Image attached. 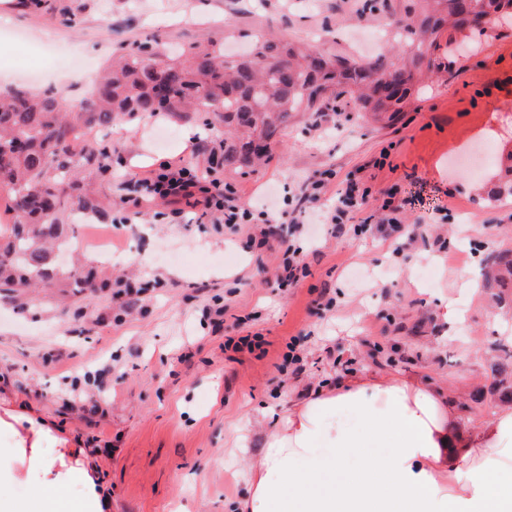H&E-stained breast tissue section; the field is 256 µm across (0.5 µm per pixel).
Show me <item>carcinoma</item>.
Returning <instances> with one entry per match:
<instances>
[{
    "label": "carcinoma",
    "instance_id": "carcinoma-1",
    "mask_svg": "<svg viewBox=\"0 0 512 512\" xmlns=\"http://www.w3.org/2000/svg\"><path fill=\"white\" fill-rule=\"evenodd\" d=\"M387 35L400 51L362 61L300 50L257 34L248 53L224 55V44L195 45L170 56L160 43L151 56L142 46L125 51L96 91L78 103L53 87L0 92V185L8 187L0 224V289L111 287L54 257L74 231L76 213L103 221L109 212L81 192L78 173L112 178V147L95 142L77 153L74 134L99 133L121 118L192 112L208 120L224 113V169L241 171L258 160L292 112H323L347 93L374 113L403 111L419 80L431 71L443 28L464 29L476 15L498 22L512 17V0H375Z\"/></svg>",
    "mask_w": 512,
    "mask_h": 512
}]
</instances>
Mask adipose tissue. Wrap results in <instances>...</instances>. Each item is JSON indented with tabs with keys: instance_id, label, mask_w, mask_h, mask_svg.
I'll return each instance as SVG.
<instances>
[{
	"instance_id": "ef3b65f1",
	"label": "adipose tissue",
	"mask_w": 512,
	"mask_h": 512,
	"mask_svg": "<svg viewBox=\"0 0 512 512\" xmlns=\"http://www.w3.org/2000/svg\"><path fill=\"white\" fill-rule=\"evenodd\" d=\"M453 426L442 394L412 380L317 390L289 409L249 465L246 496L224 510L512 512V407L465 442Z\"/></svg>"
}]
</instances>
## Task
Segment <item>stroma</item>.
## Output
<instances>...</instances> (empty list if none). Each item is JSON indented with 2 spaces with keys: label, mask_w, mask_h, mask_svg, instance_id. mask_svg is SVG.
<instances>
[{
  "label": "stroma",
  "mask_w": 512,
  "mask_h": 512,
  "mask_svg": "<svg viewBox=\"0 0 512 512\" xmlns=\"http://www.w3.org/2000/svg\"><path fill=\"white\" fill-rule=\"evenodd\" d=\"M383 23L366 0H0V29L26 37L0 43V91L51 68L68 98H87L118 46L148 40L236 48L255 33L320 37L331 53L393 60L389 44L367 48L353 37ZM440 40L424 93L397 117L372 118L346 96L332 112L293 113L260 166L223 172L247 203L277 208L290 187L321 176L326 205L348 183L368 187L343 232L315 227L302 240L309 275L298 286H276L274 258L247 247L248 230L157 199L128 223L80 225L68 245L85 266L139 290L141 310L123 313L108 290L64 300L52 288L19 300L0 292V417L25 411L83 449L112 512H224L244 496L251 456L292 402L323 384L359 374L419 380L444 394L465 437L511 407L493 384L512 382L503 355L512 349V288L473 293L466 283L512 250V203L494 194L512 179V20L449 28ZM197 138L222 142L224 126L164 112L117 120L103 135L114 148L112 180L86 176L85 190L116 203L124 181L162 163L206 169L208 152L190 151ZM483 143L493 158L480 177L449 168L450 156ZM390 198L415 239L355 235L354 225L378 223ZM212 302L226 307L218 326L201 314ZM254 334L263 350H234L232 340ZM292 340L303 367L283 372ZM72 379L98 414L70 406ZM50 500L72 512L80 477L57 488L0 483L13 512H39Z\"/></svg>",
  "instance_id": "obj_1"
}]
</instances>
